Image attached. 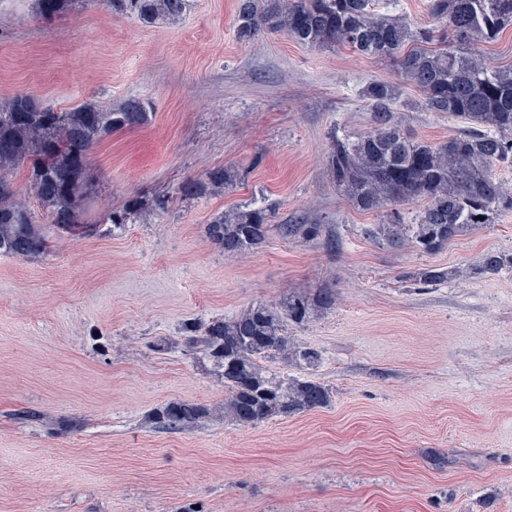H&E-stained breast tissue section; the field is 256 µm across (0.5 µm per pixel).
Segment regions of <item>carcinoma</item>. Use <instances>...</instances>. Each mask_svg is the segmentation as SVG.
Wrapping results in <instances>:
<instances>
[{
    "label": "carcinoma",
    "mask_w": 512,
    "mask_h": 512,
    "mask_svg": "<svg viewBox=\"0 0 512 512\" xmlns=\"http://www.w3.org/2000/svg\"><path fill=\"white\" fill-rule=\"evenodd\" d=\"M144 24L178 20L189 0H110ZM376 0H239L235 25L239 41L260 33H284L310 46L341 45L366 57L388 59L423 95L425 109L448 114L464 124L439 143L413 138L395 115L396 86L378 80L362 89L371 128L358 135L335 136L329 166L336 186L352 205L380 211L394 204L423 202L413 221L398 211L381 224H364L361 234L373 242L411 248L434 255L465 232L482 228L512 210L496 168L512 169V64L502 66L477 57L473 42L496 40L512 25V0H429L431 17L446 25L436 35L413 30L400 18L381 14ZM42 105L34 95L17 93L0 100V255L45 254L48 238L36 224L26 200L14 189L13 173L25 168L31 189L52 223L70 232L82 229L80 214L92 186L88 156L114 130L147 124L151 106L130 97L116 107L86 103L61 110ZM234 175L212 169L204 183H187L181 195L207 189L230 190ZM142 214L134 200L106 214L105 223L119 229ZM273 213L252 203L216 215L210 238L228 257H241L262 247L272 230ZM284 237L319 238L320 224H282ZM512 267V253H485L476 273L494 276ZM452 271L428 267L416 278L436 283ZM336 289L309 295L289 294L276 305H253L239 315L215 321L199 333L194 322L182 325L183 339L209 359L224 381V417L254 425L291 417L328 405L329 388L300 377H280L264 365L284 358L295 369L318 368L322 355L288 335L336 305ZM207 417L189 403L167 405L153 415L159 427L184 431Z\"/></svg>",
    "instance_id": "obj_1"
}]
</instances>
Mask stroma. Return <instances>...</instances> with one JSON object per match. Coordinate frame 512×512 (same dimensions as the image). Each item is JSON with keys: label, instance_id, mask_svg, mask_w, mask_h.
I'll return each mask as SVG.
<instances>
[{"label": "stroma", "instance_id": "obj_1", "mask_svg": "<svg viewBox=\"0 0 512 512\" xmlns=\"http://www.w3.org/2000/svg\"><path fill=\"white\" fill-rule=\"evenodd\" d=\"M237 3L190 0L180 20L146 25L107 0L48 16L0 0V97L152 106L90 153L86 233L49 225L26 170L14 174L50 249L0 255V512H512V268L474 273L484 253H512V211L432 256L365 239L383 214L355 208L329 167L332 131L370 128L359 88L397 86L417 139H448L459 121L425 111L392 62L282 33L240 43ZM217 167L233 189L181 196ZM159 195L167 211L117 231L102 221ZM259 196L275 223L322 225L337 250L274 231L225 256L210 222ZM430 266L456 275L415 281ZM324 287L335 307L290 333L322 351L329 406L246 427L150 423L172 401L224 402L182 323Z\"/></svg>", "mask_w": 512, "mask_h": 512}]
</instances>
